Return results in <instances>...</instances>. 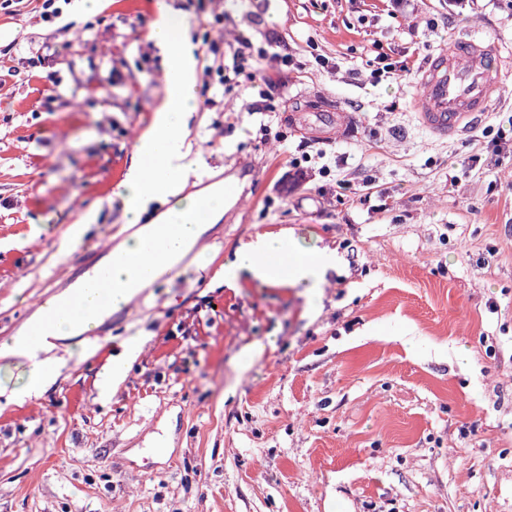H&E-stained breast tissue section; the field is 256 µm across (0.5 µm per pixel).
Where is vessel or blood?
<instances>
[{
	"mask_svg": "<svg viewBox=\"0 0 512 512\" xmlns=\"http://www.w3.org/2000/svg\"><path fill=\"white\" fill-rule=\"evenodd\" d=\"M510 67L512 59L502 57L496 43L484 37L460 38L428 56L419 70L420 92L414 103L418 122L434 137H460L492 111L502 74ZM76 265L91 268V286L111 291V266H91L85 257Z\"/></svg>",
	"mask_w": 512,
	"mask_h": 512,
	"instance_id": "1",
	"label": "vessel or blood"
}]
</instances>
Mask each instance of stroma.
<instances>
[{
  "label": "stroma",
  "instance_id": "stroma-1",
  "mask_svg": "<svg viewBox=\"0 0 512 512\" xmlns=\"http://www.w3.org/2000/svg\"><path fill=\"white\" fill-rule=\"evenodd\" d=\"M172 4L199 61L240 32L258 51L287 42L295 68L269 72L281 139L263 142L249 96L200 108L197 186L238 180L204 261L58 342L39 397H19L29 361L0 359V512H512V160L481 132L422 129L416 75L370 77L378 55L419 65L476 29L512 45V8L444 21L438 0L410 15L388 0ZM152 19L140 0L68 4L53 26L39 0L0 9V341L74 282L83 251L133 232L117 190L161 101ZM45 42L55 91L26 63ZM305 142L331 173L282 194ZM366 179L365 204L338 196ZM283 230L336 249L320 294L225 284L242 244ZM133 337L145 344L113 380Z\"/></svg>",
  "mask_w": 512,
  "mask_h": 512
}]
</instances>
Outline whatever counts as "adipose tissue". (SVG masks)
<instances>
[{
	"instance_id": "ef3b65f1",
	"label": "adipose tissue",
	"mask_w": 512,
	"mask_h": 512,
	"mask_svg": "<svg viewBox=\"0 0 512 512\" xmlns=\"http://www.w3.org/2000/svg\"><path fill=\"white\" fill-rule=\"evenodd\" d=\"M189 25L184 15L168 0H163L153 21L148 38L163 55L161 88L163 101L156 110L149 129L138 138L131 164L119 185L127 221L139 223L148 206L165 199L166 212L158 223L176 222L177 234L157 239L134 236L119 244L111 255L112 307L128 305L148 286L147 273L151 266L167 260L179 261L196 245L204 223H216L224 214L226 198L223 190L204 188L187 192L186 186L202 160L187 141V121L200 108L196 85V59L185 39ZM335 250L326 248L307 256L295 251L291 239L284 233L256 235L236 253L233 266L224 271L225 282H234L240 273L273 287L308 284L318 288L329 269L335 268ZM57 306L39 308L16 336L0 344V358H23L35 362L28 396H38L42 385L54 374L46 360L47 352L58 341L90 332L108 317L110 309L100 306L97 289L77 279L69 288L57 294ZM83 309L82 321L69 316V305ZM40 335H32L33 327Z\"/></svg>"
}]
</instances>
